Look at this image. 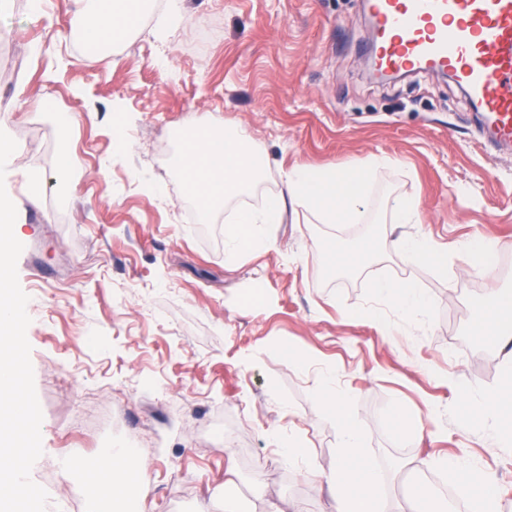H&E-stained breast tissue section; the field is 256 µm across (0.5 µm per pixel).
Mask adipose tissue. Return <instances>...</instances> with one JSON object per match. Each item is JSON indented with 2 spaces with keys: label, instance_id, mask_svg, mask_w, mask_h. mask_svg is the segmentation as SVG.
Masks as SVG:
<instances>
[{
  "label": "adipose tissue",
  "instance_id": "obj_1",
  "mask_svg": "<svg viewBox=\"0 0 512 512\" xmlns=\"http://www.w3.org/2000/svg\"><path fill=\"white\" fill-rule=\"evenodd\" d=\"M133 17L131 0H78L75 23L84 29L88 43L97 47L121 35ZM173 152L185 184L181 208L192 224L210 223L224 200L248 194L260 176V163L242 132L203 128L175 140ZM367 180L364 170L311 167L289 171L287 201L239 212L234 223L225 227V247L236 256L268 242L271 226L281 223L288 203L319 212L329 224L368 223L369 214L362 205ZM379 251L377 241L367 237L350 250L329 246L322 250L321 259L328 273L348 272L367 264ZM479 330L500 347L512 345V303H484ZM465 400L470 406L491 410L492 423L485 431L488 446L512 439V365L498 388L468 393ZM138 455L137 449L120 441L100 449L96 466L84 474L92 512H126L127 498L139 491ZM455 467L461 473L457 484L460 498L472 501L477 512H503L484 470L464 461L456 462ZM325 481L336 496V512H374L382 487L354 427H343L336 469L326 474Z\"/></svg>",
  "mask_w": 512,
  "mask_h": 512
}]
</instances>
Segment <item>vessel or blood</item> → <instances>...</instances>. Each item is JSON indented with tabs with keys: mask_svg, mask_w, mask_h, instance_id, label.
<instances>
[{
	"mask_svg": "<svg viewBox=\"0 0 512 512\" xmlns=\"http://www.w3.org/2000/svg\"><path fill=\"white\" fill-rule=\"evenodd\" d=\"M384 70H452L491 138L512 145V0H367Z\"/></svg>",
	"mask_w": 512,
	"mask_h": 512,
	"instance_id": "1",
	"label": "vessel or blood"
}]
</instances>
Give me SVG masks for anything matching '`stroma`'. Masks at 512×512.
<instances>
[{
    "label": "stroma",
    "mask_w": 512,
    "mask_h": 512,
    "mask_svg": "<svg viewBox=\"0 0 512 512\" xmlns=\"http://www.w3.org/2000/svg\"><path fill=\"white\" fill-rule=\"evenodd\" d=\"M76 10L9 0L0 12V129L18 143L5 188L43 415L31 478L47 512H78L83 470L115 440L140 454L130 512H222L228 497L268 512L284 494L301 512H335L322 475L336 467L340 422L317 410L326 368L368 455L392 473L380 512H395L408 481L419 512H449L436 485L457 475L432 464L460 459L512 512V442L488 447V412L462 398L497 386L512 357L477 333L486 300H512V271L482 276L459 258L473 240L512 254V150L485 142L455 79L421 68L369 80L364 0H184L172 28L163 0H140L93 54ZM58 111L76 117L68 171L56 167ZM209 126L247 130L262 173L213 223L186 224L171 142ZM117 132L133 149L114 147ZM315 166L370 169L373 223L288 210L271 245L227 260L226 222L286 196L289 169ZM32 170L44 182L34 199L22 186ZM411 195L420 223H394L395 200ZM419 232L449 244L447 268L391 248ZM368 236L382 249L373 263L325 273L320 246ZM372 278L412 283L434 314L428 331L392 334L402 316ZM395 413L420 420L422 438L400 442ZM292 446L303 462L289 463ZM64 456L79 471L63 475Z\"/></svg>",
    "instance_id": "1"
}]
</instances>
